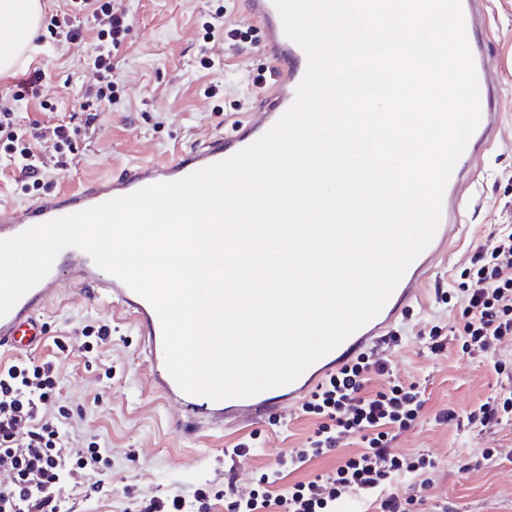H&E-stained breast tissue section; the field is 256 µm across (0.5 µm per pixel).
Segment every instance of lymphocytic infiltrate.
I'll return each instance as SVG.
<instances>
[{
  "mask_svg": "<svg viewBox=\"0 0 512 512\" xmlns=\"http://www.w3.org/2000/svg\"><path fill=\"white\" fill-rule=\"evenodd\" d=\"M71 13L51 17L46 25L53 43L81 41L92 34L91 49L83 63L95 71L96 84L79 96L85 124L93 125L99 113L117 102L112 60L122 48L131 23L126 12L115 10L111 0H71ZM46 75L36 70L0 94V163L38 184L45 167L37 143V121L21 123L19 114L31 100H43ZM462 283V311L448 333L428 332L431 352L452 349L485 356L505 337L512 336V227L496 225L486 244L477 247ZM59 379L52 362L14 360L0 366V464L14 473L0 487V512H60V492L79 470L102 461L99 443L73 449L54 414ZM427 403L424 389L393 378L377 348L361 352L350 364L330 375L311 392L299 412L315 418L316 426L301 448L278 457L260 479V486L243 494L228 489L227 512H337L339 505L361 498L375 512H415L416 500L396 487L400 474L422 476L430 462L424 457L393 453L390 444L410 428ZM512 420V386L469 413L467 423L485 429ZM356 434L361 448L334 472L318 474L270 493V485L284 480L316 457L336 448Z\"/></svg>",
  "mask_w": 512,
  "mask_h": 512,
  "instance_id": "1",
  "label": "lymphocytic infiltrate"
}]
</instances>
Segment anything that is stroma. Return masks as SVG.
I'll use <instances>...</instances> for the list:
<instances>
[{
    "label": "stroma",
    "instance_id": "obj_1",
    "mask_svg": "<svg viewBox=\"0 0 512 512\" xmlns=\"http://www.w3.org/2000/svg\"><path fill=\"white\" fill-rule=\"evenodd\" d=\"M132 18V28L114 69L122 104L100 113L68 156L66 170L54 169L52 129L60 119L84 121L74 107L80 88L93 84L91 69L81 66L86 48L61 43L37 46L0 76V88L38 68L49 89L60 92L59 112L30 111L43 132L38 150L49 169L42 191L73 189L91 176L119 174L140 160L175 159L177 153L217 135L231 136L238 121L253 116L261 94L279 72L262 49L263 33L238 34L244 24L241 0H114ZM224 11V35L204 39L205 15ZM479 51L502 76L500 97L512 101V0H491ZM211 68H203L201 60ZM473 199L467 200L459 242L436 265V277L425 286L422 303L412 305L396 324L399 346L385 356L394 377L420 383L429 401L393 450L430 458L431 485L403 476L400 489L424 499L425 512H512V422L490 430L467 429L441 415L465 416L501 384L493 363L512 367V341L499 343L492 358L431 353L421 337L432 326L448 328L458 310L442 304L438 290L456 291L460 273L490 225H512V110L502 116L497 135L481 161ZM44 334L28 350L35 361L52 359L60 380L57 404L67 412L62 428L75 446H105V461L87 467L62 492L63 512H135L147 495L192 500L196 489L213 495L211 512H226L224 485L248 490L269 467L274 455L293 452L312 428L309 416L270 419L225 436L221 430L179 427L180 407L149 386L152 369L139 354L134 327L114 319L111 309L93 303L86 290L61 282L56 299L42 314ZM107 323L112 339L84 357L80 350H59L57 341L79 340L85 326ZM252 440L248 455L234 466L224 450L236 439ZM497 449L486 457V449ZM478 468H470V461Z\"/></svg>",
    "mask_w": 512,
    "mask_h": 512
}]
</instances>
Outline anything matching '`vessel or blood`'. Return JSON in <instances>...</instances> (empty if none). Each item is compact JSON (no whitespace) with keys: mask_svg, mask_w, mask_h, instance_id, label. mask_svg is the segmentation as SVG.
Here are the masks:
<instances>
[{"mask_svg":"<svg viewBox=\"0 0 512 512\" xmlns=\"http://www.w3.org/2000/svg\"><path fill=\"white\" fill-rule=\"evenodd\" d=\"M246 10L251 22L262 30L264 48L281 72L280 79L261 101L257 118L238 123L232 136L211 138L203 145L181 152L175 160L163 164L133 163L119 176L90 181L77 191L55 192L39 196L22 207L1 208L0 239L14 237L33 226L155 183L179 180L231 157L265 134L292 106L296 88L306 72L307 56L286 36L273 0H246ZM474 65L481 120L447 183L441 222L431 243L407 268L380 313L307 368L294 382L251 397L221 401L183 392L165 367L162 329L153 307L120 279L100 269L86 252L75 247L63 249L49 274L0 317V346L7 344L23 350L34 348L43 334L41 314L55 297L59 282L66 280L88 289L92 300L110 306L132 320L141 338L142 355L154 369L152 385L179 403L185 425L230 429L283 416L326 376L334 374L364 349L388 340L400 316L419 301V286L430 278L434 259L445 255L459 234L464 221V193L480 173V162L496 132L502 106L496 94L497 78L489 62L479 56Z\"/></svg>","mask_w":512,"mask_h":512,"instance_id":"1","label":"vessel or blood"}]
</instances>
